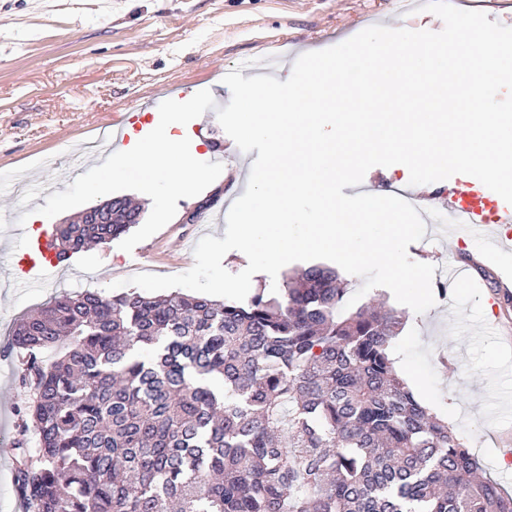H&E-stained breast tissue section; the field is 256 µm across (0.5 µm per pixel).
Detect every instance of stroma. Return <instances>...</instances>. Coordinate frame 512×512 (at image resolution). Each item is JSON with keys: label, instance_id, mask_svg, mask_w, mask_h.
Masks as SVG:
<instances>
[{"label": "stroma", "instance_id": "stroma-1", "mask_svg": "<svg viewBox=\"0 0 512 512\" xmlns=\"http://www.w3.org/2000/svg\"><path fill=\"white\" fill-rule=\"evenodd\" d=\"M400 8V0H0V512H23L14 442L32 391L20 380L22 356L11 345L15 323L65 293L103 290L141 272L188 271L201 237L225 236V224L202 223L199 211L229 210L245 192L256 155L237 147L215 110L188 123L193 157L221 163L223 171L198 196L178 199L161 230L167 264L155 260L153 239L129 253L114 241L74 255L48 286L22 283L13 271L31 228L18 226L20 215L73 183L68 157L87 141H99L96 157L105 161L116 120L141 128L158 118L164 100L204 89L228 104L222 79L244 61L280 60L274 75L284 81L292 70L284 60L289 47L326 49L378 24L443 27L431 13L405 17ZM46 157L56 161L50 183L39 173ZM465 243L455 225L435 224L409 245L411 260L458 268L466 282H448L454 302L437 299L421 326L396 341L395 358L414 372V393L427 407L445 408L449 390L462 391L452 428L484 474L512 492V372L505 367L512 345L488 331L512 327V297L495 308L488 302L498 274L512 269V253L483 259Z\"/></svg>", "mask_w": 512, "mask_h": 512}]
</instances>
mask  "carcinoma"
<instances>
[{"mask_svg":"<svg viewBox=\"0 0 512 512\" xmlns=\"http://www.w3.org/2000/svg\"><path fill=\"white\" fill-rule=\"evenodd\" d=\"M105 207L103 224L60 225L58 256L142 212ZM345 294L310 265L241 302L88 289L25 316L12 346L40 390L17 441L25 512H512L395 373L404 313L378 298L342 314Z\"/></svg>","mask_w":512,"mask_h":512,"instance_id":"obj_1","label":"carcinoma"}]
</instances>
